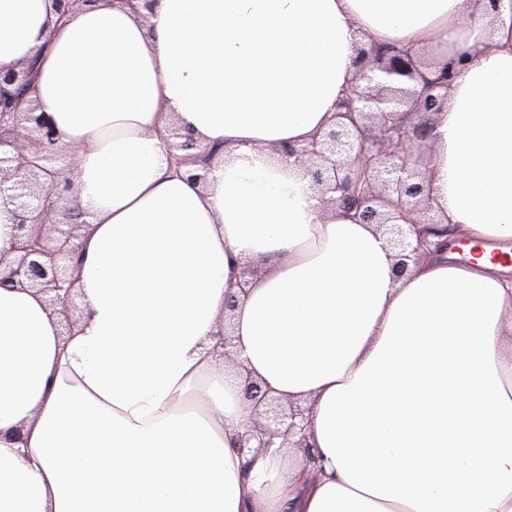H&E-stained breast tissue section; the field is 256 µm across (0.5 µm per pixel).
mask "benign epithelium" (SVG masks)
<instances>
[{
  "instance_id": "1",
  "label": "benign epithelium",
  "mask_w": 512,
  "mask_h": 512,
  "mask_svg": "<svg viewBox=\"0 0 512 512\" xmlns=\"http://www.w3.org/2000/svg\"><path fill=\"white\" fill-rule=\"evenodd\" d=\"M93 2L54 0L57 22ZM32 81L30 63L0 72V194L10 193L19 231L13 248L17 255L8 261L0 256V266L8 269L0 277V287L35 289L59 311L63 332L70 333L80 319L75 270L86 228L75 219L81 212L71 178L75 150L58 145L50 121L32 104H19V90L29 88ZM452 82L446 65L427 78L406 49L361 47L356 78L328 128L305 144L273 148L311 174L323 208H341L355 221L374 224L388 236L398 277L447 248L433 244L419 229L439 221L431 216L426 172L411 157L430 149L428 143H414L413 137L429 128L427 117L441 109ZM404 106L420 114L418 123L396 119ZM168 144L176 164L192 166L189 178L205 182L218 150L197 149L194 134L178 124L169 128ZM221 345L224 362L234 361L228 315ZM243 399L252 413L259 447L268 448L281 438L302 449L306 463L316 461L301 406L271 396L250 377Z\"/></svg>"
}]
</instances>
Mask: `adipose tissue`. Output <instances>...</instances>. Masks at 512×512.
<instances>
[{"instance_id": "adipose-tissue-1", "label": "adipose tissue", "mask_w": 512, "mask_h": 512, "mask_svg": "<svg viewBox=\"0 0 512 512\" xmlns=\"http://www.w3.org/2000/svg\"><path fill=\"white\" fill-rule=\"evenodd\" d=\"M465 56L423 164L448 248L404 277L374 225L323 213L262 152L327 124L357 43ZM73 170L88 230L71 335L0 288V512H512V21L487 0H0V71ZM219 153L176 172L171 119ZM481 244V254L459 247ZM236 349L307 403L316 464L242 453L244 378L217 348L245 266Z\"/></svg>"}]
</instances>
